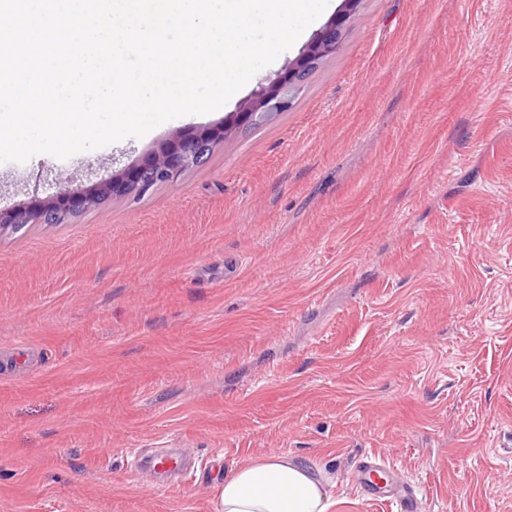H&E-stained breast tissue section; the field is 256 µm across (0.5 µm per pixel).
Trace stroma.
<instances>
[{
	"label": "stroma",
	"mask_w": 512,
	"mask_h": 512,
	"mask_svg": "<svg viewBox=\"0 0 512 512\" xmlns=\"http://www.w3.org/2000/svg\"><path fill=\"white\" fill-rule=\"evenodd\" d=\"M236 102L60 160L111 174ZM189 449L185 485L139 466ZM288 451L335 512H512V0H363L293 107L177 182L0 234V512H215ZM355 480L369 500L396 501L403 512H416V498L395 472L377 456L368 457L357 469Z\"/></svg>",
	"instance_id": "1"
}]
</instances>
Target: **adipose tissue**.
Instances as JSON below:
<instances>
[{
    "mask_svg": "<svg viewBox=\"0 0 512 512\" xmlns=\"http://www.w3.org/2000/svg\"><path fill=\"white\" fill-rule=\"evenodd\" d=\"M329 485L323 472L280 451L225 474L216 512H332Z\"/></svg>",
    "mask_w": 512,
    "mask_h": 512,
    "instance_id": "1",
    "label": "adipose tissue"
}]
</instances>
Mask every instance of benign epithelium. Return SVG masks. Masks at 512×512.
<instances>
[{
    "label": "benign epithelium",
    "mask_w": 512,
    "mask_h": 512,
    "mask_svg": "<svg viewBox=\"0 0 512 512\" xmlns=\"http://www.w3.org/2000/svg\"><path fill=\"white\" fill-rule=\"evenodd\" d=\"M361 3L362 0H342L336 16L283 71L260 84L223 122L187 133L179 131L141 158L76 191L60 186L44 198L35 192L27 201L0 208V233L26 224H62L69 216L93 209L114 196H141L158 184L174 182L203 160L209 149L229 143L238 130L288 110L310 74L340 49Z\"/></svg>",
    "instance_id": "1"
}]
</instances>
